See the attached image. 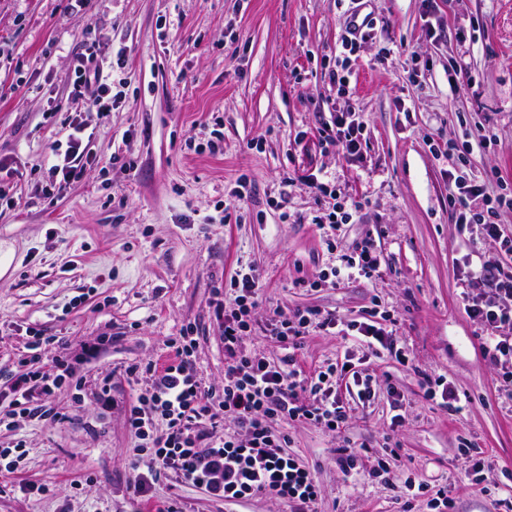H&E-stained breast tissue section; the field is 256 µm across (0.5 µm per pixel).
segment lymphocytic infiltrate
Wrapping results in <instances>:
<instances>
[{
    "instance_id": "f902f5d3",
    "label": "lymphocytic infiltrate",
    "mask_w": 512,
    "mask_h": 512,
    "mask_svg": "<svg viewBox=\"0 0 512 512\" xmlns=\"http://www.w3.org/2000/svg\"><path fill=\"white\" fill-rule=\"evenodd\" d=\"M336 6L344 10L349 24L326 77L337 94L347 95L351 92L352 58L375 39L376 23L372 17L362 16L363 0H336ZM125 57L122 48L110 62L96 52L83 53L66 73L64 83L87 111L105 116L121 100L112 88L114 72L123 69ZM86 130L83 121H69L65 145L52 148V170L62 182L82 177L93 161ZM322 133L325 146L342 147L350 160L361 159L363 124L354 113H333ZM300 181L333 199L334 189L316 175L301 176ZM448 205L461 230L475 231L480 239L497 244L500 251L512 253V238L504 235L499 222L502 211L512 210V193L494 195L487 179L460 176L450 183ZM349 218L346 202L333 199L331 207L316 212L310 221L319 230L335 232ZM380 266V251L368 235L351 254L340 255L338 265L321 275L317 284L334 288L355 273L370 278ZM467 278L480 288L479 293L468 294L466 312L483 332L484 357L504 385L512 387V265L484 258L469 268ZM260 303L257 283L242 269L212 302L215 317L224 323V385L219 390L207 388L197 370L196 330L190 325L167 341L175 353L172 362L161 367L149 363L126 366L131 381L142 380L148 386L147 396L136 397L125 408L126 423L138 439L128 450L127 461L140 505L150 504L156 484L173 476L217 500L231 502L262 494L285 501L290 512H314L320 487L309 469L284 452L288 434L278 425L304 420L332 432L341 431L350 416L345 394L370 403L375 397L373 379L356 370L348 359L327 363L313 376L303 375L294 366L291 349L310 331L334 327V318L307 308L260 326L252 317ZM346 329L364 337L367 344L380 346L397 362H406L405 351L380 321L378 309H370L366 320L351 322ZM259 332L288 349L280 364H272L249 348V341ZM55 342V337L38 335L30 343L29 355L20 360L25 372L13 380L8 394L10 409L0 416L1 425L13 424L18 417L30 422L59 419L51 394L72 373L66 353L44 361L42 348ZM228 420L234 424L230 433L224 429Z\"/></svg>"
}]
</instances>
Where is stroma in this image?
<instances>
[{
    "instance_id": "obj_1",
    "label": "stroma",
    "mask_w": 512,
    "mask_h": 512,
    "mask_svg": "<svg viewBox=\"0 0 512 512\" xmlns=\"http://www.w3.org/2000/svg\"><path fill=\"white\" fill-rule=\"evenodd\" d=\"M377 37L352 63L351 95L330 94L325 68L345 30L334 0H0V249L11 270L0 277V376L8 391L24 369L15 360L33 333L66 341L81 390L62 386L64 418L0 427V448L25 441L18 469L0 482L31 485L0 494V512H133L137 442L124 406L142 386L125 366L164 364L168 337L198 329L197 368L207 385L224 383V340L210 305L239 266L262 288L259 323L317 308L338 323L361 319L373 299L407 354L399 364L354 348L372 371L376 397L355 406L341 432L291 423L288 454L315 471L316 512H429L427 495L405 503L398 486L446 488L451 512H503L512 494V396L487 365L480 329L464 310L466 255L448 205L449 174L495 172L512 186V0H368ZM475 26L467 53L427 25ZM126 45V100L106 117L67 95L63 73L93 50ZM415 54L416 74L405 60ZM473 87L451 93L458 58ZM356 111L363 156L323 149L331 113ZM84 120L95 158L81 179L53 176L51 147L65 119ZM496 139L466 162L442 157L480 126ZM315 174L337 196L360 202L335 251L305 217L326 202L291 187L288 222L272 203L287 177ZM251 185L239 217L224 221L240 177ZM382 252L372 279L337 288L312 282L365 234ZM94 343L93 355L80 344ZM342 336L313 332L294 352L313 375L340 357ZM443 381L459 412L427 396L423 376ZM110 378L113 399L93 393ZM405 417L392 428L394 413ZM357 445L352 478L336 466L343 441ZM475 443L484 460L472 484ZM390 446L388 470L374 476L376 450ZM159 499L188 512H289L258 495L235 503L188 483L163 481Z\"/></svg>"
}]
</instances>
